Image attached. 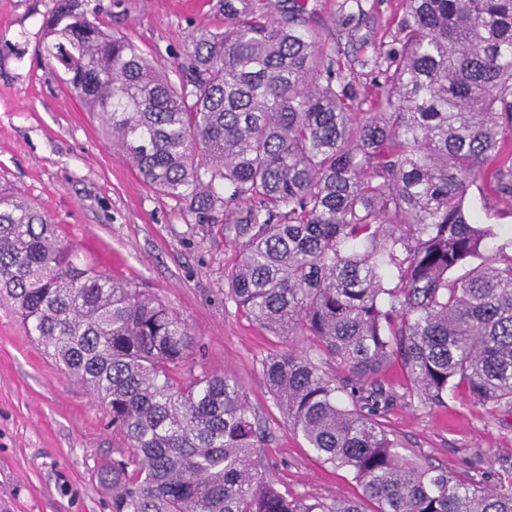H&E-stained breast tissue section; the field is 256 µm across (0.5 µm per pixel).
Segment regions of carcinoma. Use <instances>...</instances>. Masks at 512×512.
<instances>
[{
  "instance_id": "carcinoma-1",
  "label": "carcinoma",
  "mask_w": 512,
  "mask_h": 512,
  "mask_svg": "<svg viewBox=\"0 0 512 512\" xmlns=\"http://www.w3.org/2000/svg\"><path fill=\"white\" fill-rule=\"evenodd\" d=\"M55 0L43 51L144 181L239 247L230 299L273 336H304L343 376L289 350L263 363L283 416L345 468L375 512H512L493 489L403 458L383 419L390 361L435 405L463 385L512 409V253L465 209L492 172L512 206V0H402L392 40L356 33L372 99L335 48L278 5L220 0L174 82L139 47ZM372 54H367V48ZM462 269L457 277L449 273ZM109 408L128 455L100 474L111 512H362L289 496L262 473L238 383L194 374L190 327L94 269L48 216L0 191V297Z\"/></svg>"
}]
</instances>
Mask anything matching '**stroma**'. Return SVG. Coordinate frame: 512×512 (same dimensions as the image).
Masks as SVG:
<instances>
[{
  "instance_id": "obj_1",
  "label": "stroma",
  "mask_w": 512,
  "mask_h": 512,
  "mask_svg": "<svg viewBox=\"0 0 512 512\" xmlns=\"http://www.w3.org/2000/svg\"><path fill=\"white\" fill-rule=\"evenodd\" d=\"M304 19L338 46L339 0H304ZM55 0H0V187L26 198L98 270L136 283L183 319L199 341L200 368L237 380L267 432L263 470L279 490L345 497L374 512L351 473L324 463L282 418L263 362L306 338L270 335L227 298L236 248L216 228L190 223L172 198L143 181L112 146L98 115L66 83L62 66L40 54L42 22ZM97 20L131 39L156 70L174 73L199 29L223 26L219 0H90ZM402 0H362L354 25L389 40ZM379 380L398 398L385 418L390 439L411 461L489 487L512 485V415H491L458 389L445 405L406 396L407 373L388 363ZM127 445L105 405L61 371L0 305V512H110L98 475Z\"/></svg>"
}]
</instances>
